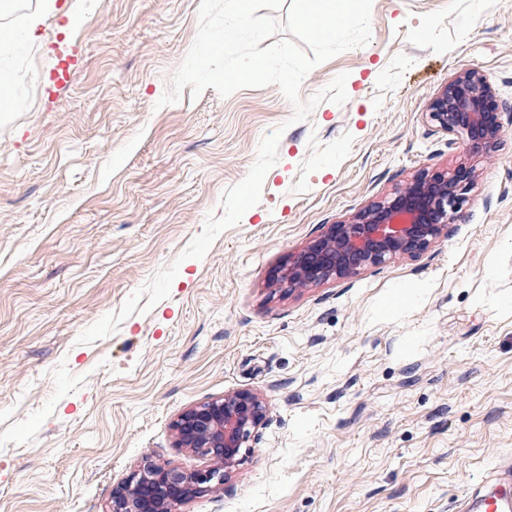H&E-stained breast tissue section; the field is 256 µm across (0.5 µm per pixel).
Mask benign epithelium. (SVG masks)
Segmentation results:
<instances>
[{
    "mask_svg": "<svg viewBox=\"0 0 512 512\" xmlns=\"http://www.w3.org/2000/svg\"><path fill=\"white\" fill-rule=\"evenodd\" d=\"M426 118L434 132L462 140L469 156L488 155L501 137L498 104L484 76L457 74L433 100ZM475 170L461 162L451 172L420 173L404 188L372 202L348 221L322 232L288 255L270 279L274 292L354 277L397 256H415L448 236L459 220ZM269 407L250 390L228 392L183 411L173 423L176 446L208 458L205 469L186 471L142 458L112 494L109 512H180L193 498L224 486L251 452Z\"/></svg>",
    "mask_w": 512,
    "mask_h": 512,
    "instance_id": "7a95c632",
    "label": "benign epithelium"
}]
</instances>
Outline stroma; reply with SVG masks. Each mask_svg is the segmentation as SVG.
Listing matches in <instances>:
<instances>
[{
    "label": "stroma",
    "instance_id": "stroma-1",
    "mask_svg": "<svg viewBox=\"0 0 512 512\" xmlns=\"http://www.w3.org/2000/svg\"><path fill=\"white\" fill-rule=\"evenodd\" d=\"M201 0H56L19 47L0 112V512H108L144 456L186 470L184 410L249 389L267 422L223 492L184 512H450L512 456V0H373L371 36L317 65L348 100L292 122L278 86L159 100ZM87 10L79 29L70 14ZM482 72L503 131L448 236L345 280L272 293L322 225L463 149L432 99ZM285 131L258 205L180 260L223 192ZM168 298L109 337L79 334L173 260ZM400 303L385 311L392 296Z\"/></svg>",
    "mask_w": 512,
    "mask_h": 512
}]
</instances>
